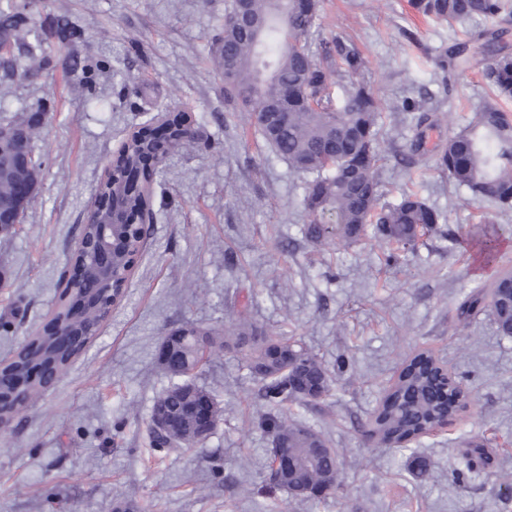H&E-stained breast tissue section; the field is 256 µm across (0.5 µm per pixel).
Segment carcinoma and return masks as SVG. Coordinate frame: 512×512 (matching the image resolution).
Here are the masks:
<instances>
[{
    "mask_svg": "<svg viewBox=\"0 0 512 512\" xmlns=\"http://www.w3.org/2000/svg\"><path fill=\"white\" fill-rule=\"evenodd\" d=\"M275 0H229L224 26L213 36L210 51L224 77V98L247 112H286L282 123L258 125L271 150L297 174L308 177L303 198L308 213L306 237L316 242L353 243L374 226L375 233L396 252L413 250L419 239L436 229L442 213L418 192L408 190L394 202H384L379 177L383 160L379 121L381 111L371 88L357 79L365 60L356 46L338 36L331 42L315 39L320 0H288L287 11L274 12ZM416 14L436 23L485 21L508 11V0H408ZM31 18L16 0H0V42H25ZM500 34L484 30L479 53L484 56L485 78L499 100H512V55L498 47ZM341 70L348 79L344 97L335 100L328 76ZM437 110L416 117L411 149L418 159L411 165L428 166L423 146L427 130L441 124ZM142 146L132 136L120 162L138 163ZM434 168L457 186L466 188L477 202L512 207V113L488 101L464 128L448 131V139L433 158ZM98 303L95 320L111 312L112 294L95 283H67L55 318L75 307ZM489 306L498 332L512 336V270L498 274L489 292L474 293L458 307L464 323ZM257 396L272 411L259 425L269 441L288 454L289 465L271 488L314 500L315 487L338 488V450L309 425L290 421L277 412L288 404L309 405L326 396L332 385L329 369L311 349L286 335L269 336L249 322L234 333ZM198 346L187 339L178 345L166 368L170 384L155 401L181 413L186 403L180 384L198 393L215 395L198 383ZM75 357L61 351L44 336L31 337L15 366L42 368L35 386L55 382ZM439 368L429 356L407 360L396 381L375 409L370 432L375 439L401 447L428 434L454 414L453 393L443 390ZM148 446L182 448L184 437L164 434L149 424Z\"/></svg>",
    "mask_w": 512,
    "mask_h": 512,
    "instance_id": "1",
    "label": "carcinoma"
}]
</instances>
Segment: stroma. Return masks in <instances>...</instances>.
Here are the masks:
<instances>
[{"label":"stroma","mask_w":512,"mask_h":512,"mask_svg":"<svg viewBox=\"0 0 512 512\" xmlns=\"http://www.w3.org/2000/svg\"><path fill=\"white\" fill-rule=\"evenodd\" d=\"M26 3L39 64L17 51L0 114L37 124L43 166L22 224L0 234V360L47 329L84 211L133 129L180 111L199 138L153 182L154 221L123 300L68 371L0 429V512H113L133 501L153 512H512V336L486 312L465 328L457 320L467 294L512 270V209L473 203L467 189L398 159L413 137L405 107L421 91L448 114L428 132L430 154L485 102L481 66L444 74L435 64L481 21L434 23L407 0H321L318 37L354 41L381 103L386 200L413 187L447 217L389 262L370 233L350 244L305 238V177L267 148L250 113L227 104L208 53L228 0ZM61 14L75 30L64 49L53 26ZM243 315L300 338L332 371L327 397L288 414L338 448L336 492L311 501L269 492L266 407L232 349L213 352L198 378L223 410L215 433L195 448L145 447L169 383L157 360L164 334L190 323L220 332ZM421 351L462 381L466 406L405 448L379 444L369 419ZM478 445L488 459L471 472Z\"/></svg>","instance_id":"obj_1"}]
</instances>
